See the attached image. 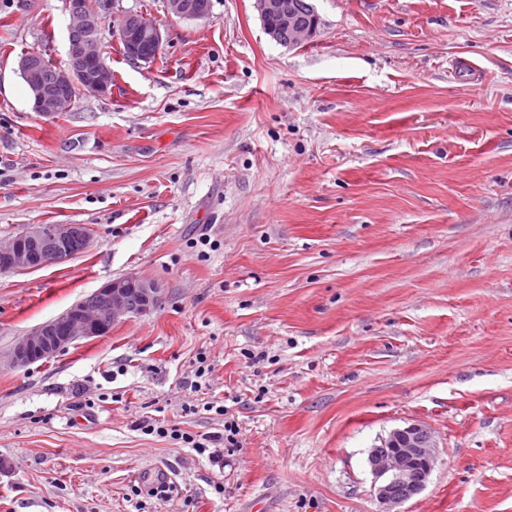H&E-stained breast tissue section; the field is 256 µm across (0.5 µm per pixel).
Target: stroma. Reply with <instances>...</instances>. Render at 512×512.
<instances>
[{
	"instance_id": "35a3bbf8",
	"label": "stroma",
	"mask_w": 512,
	"mask_h": 512,
	"mask_svg": "<svg viewBox=\"0 0 512 512\" xmlns=\"http://www.w3.org/2000/svg\"><path fill=\"white\" fill-rule=\"evenodd\" d=\"M64 3L0 0V239L90 229L0 273V512H378L368 451L414 422L437 464L401 512H512V0H312L290 46L254 0H117L111 94L45 118L18 58L67 62ZM128 10L154 61L124 54ZM127 275L149 314L7 363ZM146 416L237 444L212 460ZM194 4L199 11L194 7ZM166 6L168 12L177 17L197 19L205 16L200 11L208 13L210 0H195L194 2L192 0H167ZM119 36L126 46L127 52L123 45L125 54L128 53L134 59L138 58L139 45L143 39H151L158 49L163 45V34L160 28L148 23L140 14L133 11H127L123 15ZM88 235L89 229L83 224H32L17 235L0 239V273L34 270L65 260L73 255L71 250L77 253L87 247ZM42 238L51 240L53 248L33 252L29 247L42 251L49 246L47 242L29 244ZM79 238L83 239L75 240Z\"/></svg>"
}]
</instances>
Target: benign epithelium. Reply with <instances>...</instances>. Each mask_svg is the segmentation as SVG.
<instances>
[{
  "label": "benign epithelium",
  "instance_id": "obj_1",
  "mask_svg": "<svg viewBox=\"0 0 512 512\" xmlns=\"http://www.w3.org/2000/svg\"><path fill=\"white\" fill-rule=\"evenodd\" d=\"M264 29L272 39L278 32L270 24L274 17L288 18L291 14V0H255ZM168 12L187 19L204 17L194 7L193 0H166ZM69 16L68 33L76 28H96L100 14L90 7L89 0H71L67 3ZM320 25V16L313 13L311 25L297 27L288 24V44L296 45L312 37ZM119 36L130 57L138 58L140 42L150 39L157 48H162L163 34L160 28L143 19L133 11L122 17ZM68 55L79 56L93 63L95 74L78 72L73 69H57L60 84L84 92L107 96L112 87L99 77L109 69L103 55L101 38L77 43L69 40ZM34 91L33 109L42 116L70 110L75 96L59 97L47 95L39 88L37 78L28 76ZM89 235L83 224H33L17 235L0 239V273L39 269L60 262L72 256L70 243ZM49 239L53 248L47 252H34L29 243L36 239ZM103 301L104 310L90 314L78 303L56 319L47 321L12 348L9 362L14 367H26L39 361L53 358L74 342L83 338L107 334L112 325L125 317L144 315L151 312L160 300V288L148 279L129 275L114 279L97 291ZM437 462L436 443L431 430L420 423L392 429L380 439L368 454V464L378 482L376 498L382 506L380 512H393V508L418 495L427 485ZM403 487L404 494L395 495L393 488Z\"/></svg>",
  "mask_w": 512,
  "mask_h": 512
}]
</instances>
